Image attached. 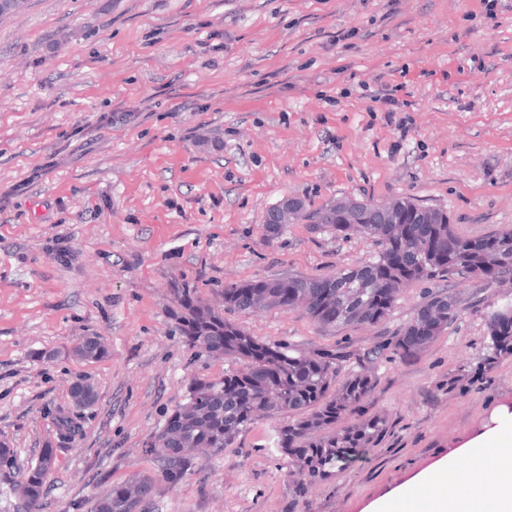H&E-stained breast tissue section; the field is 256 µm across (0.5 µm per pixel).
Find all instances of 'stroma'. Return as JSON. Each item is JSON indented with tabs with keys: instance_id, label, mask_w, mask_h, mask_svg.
<instances>
[{
	"instance_id": "1",
	"label": "stroma",
	"mask_w": 512,
	"mask_h": 512,
	"mask_svg": "<svg viewBox=\"0 0 512 512\" xmlns=\"http://www.w3.org/2000/svg\"><path fill=\"white\" fill-rule=\"evenodd\" d=\"M384 81L395 107L376 99ZM401 196L463 234L512 226V0H30L0 21V512H22L14 486L57 443L58 412L80 430L41 512H90L113 482L154 473L142 444L193 379L238 369L181 336L174 278H197L219 309L227 284L336 272L374 242L304 224L273 238L267 210ZM449 289L461 306L444 336L373 364L365 349L412 317L424 285L403 290L382 328L234 315L303 355L342 347L337 381L377 378L365 413L391 430L367 463L311 488V512H364L512 424V359L490 382L445 385L484 352V315L512 280ZM88 336L105 358L72 354ZM79 384L92 406L74 404ZM274 425L200 458L155 512H287L297 467L263 448Z\"/></svg>"
}]
</instances>
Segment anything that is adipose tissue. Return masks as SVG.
Here are the masks:
<instances>
[{
    "label": "adipose tissue",
    "mask_w": 512,
    "mask_h": 512,
    "mask_svg": "<svg viewBox=\"0 0 512 512\" xmlns=\"http://www.w3.org/2000/svg\"><path fill=\"white\" fill-rule=\"evenodd\" d=\"M501 449L496 433L476 435L460 449L471 461L465 480L441 485L433 469H426L410 489L397 488L387 494L385 512H512V467L499 465ZM490 467L495 470L494 478L482 479V472Z\"/></svg>",
    "instance_id": "obj_1"
}]
</instances>
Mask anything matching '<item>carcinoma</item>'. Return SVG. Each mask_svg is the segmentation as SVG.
<instances>
[{
  "label": "carcinoma",
  "mask_w": 512,
  "mask_h": 512,
  "mask_svg": "<svg viewBox=\"0 0 512 512\" xmlns=\"http://www.w3.org/2000/svg\"><path fill=\"white\" fill-rule=\"evenodd\" d=\"M303 223L315 232L347 239L355 232L375 239L372 259L318 276L264 277L224 286V310L201 302L194 279L181 277L173 288L180 331L193 347L209 354L232 356L241 368L215 379H196L165 424L144 442L145 455L157 473L138 474L114 485L95 499L91 512H134L139 504L150 512L163 481L171 489L194 472L196 462L183 453L190 441L203 443L219 455L261 417L288 416L275 430L278 455L300 463L299 478L288 486V506L307 508L309 489L336 478L345 469L346 448L356 443L375 448L385 438L389 419L376 413L344 428L336 424L363 410L377 379L371 373L336 385L341 349L325 348L314 357L296 354L283 343L270 344L251 336L224 312L251 315L303 308L320 327L338 331L360 325L379 326L391 317L401 290L412 283L437 284L474 278L485 282L512 278V228L470 237L457 233L448 212L421 205L411 197L388 204L367 200H338L311 208L300 200L271 207L265 224L273 237L288 222ZM500 304L485 314L488 343L477 367L486 372L512 357V321L501 320ZM459 314L457 296L437 290L425 297L413 317L394 335L366 349L373 363L395 356H417L428 349ZM75 352L99 360L104 346L85 338ZM62 444L79 431L78 423L60 415ZM49 471L38 467L18 487L26 512H37Z\"/></svg>",
  "instance_id": "1"
}]
</instances>
